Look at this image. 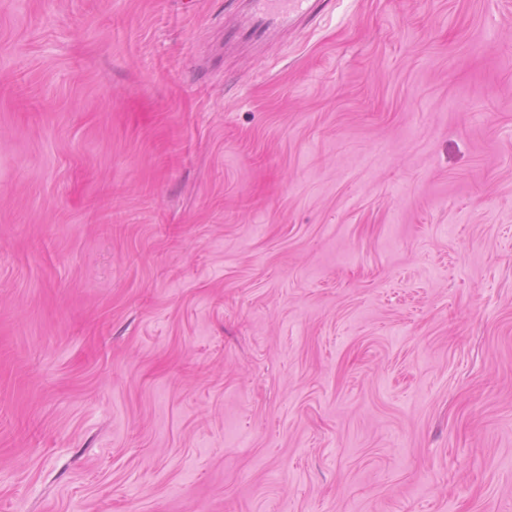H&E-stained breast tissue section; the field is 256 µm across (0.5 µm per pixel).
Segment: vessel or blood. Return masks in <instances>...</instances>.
I'll use <instances>...</instances> for the list:
<instances>
[{"label":"vessel or blood","instance_id":"obj_1","mask_svg":"<svg viewBox=\"0 0 512 512\" xmlns=\"http://www.w3.org/2000/svg\"><path fill=\"white\" fill-rule=\"evenodd\" d=\"M311 9V0H251L248 12L235 30L255 39L268 41L288 21L304 17Z\"/></svg>","mask_w":512,"mask_h":512}]
</instances>
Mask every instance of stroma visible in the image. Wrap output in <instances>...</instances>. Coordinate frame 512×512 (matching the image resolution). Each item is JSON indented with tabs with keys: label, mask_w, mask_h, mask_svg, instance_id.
<instances>
[{
	"label": "stroma",
	"mask_w": 512,
	"mask_h": 512,
	"mask_svg": "<svg viewBox=\"0 0 512 512\" xmlns=\"http://www.w3.org/2000/svg\"><path fill=\"white\" fill-rule=\"evenodd\" d=\"M0 0V512H512V0ZM250 8L236 27L233 36L245 33L257 40L273 39L289 20L301 19L313 8L311 0H250Z\"/></svg>",
	"instance_id": "1"
}]
</instances>
